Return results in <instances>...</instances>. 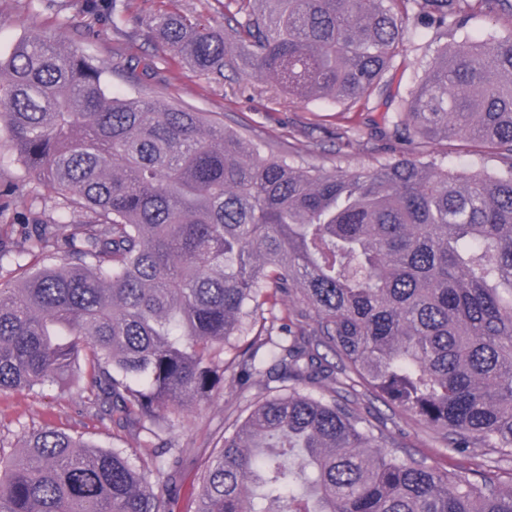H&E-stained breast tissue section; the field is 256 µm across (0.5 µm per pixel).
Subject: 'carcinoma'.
<instances>
[{
    "label": "carcinoma",
    "instance_id": "cac0c4a2",
    "mask_svg": "<svg viewBox=\"0 0 512 512\" xmlns=\"http://www.w3.org/2000/svg\"><path fill=\"white\" fill-rule=\"evenodd\" d=\"M84 2L126 32L128 0ZM477 16L512 20V0H227L222 28L160 12L135 29L212 82L240 71L349 105L387 94L408 26L440 41ZM0 129L60 211L0 228V393L88 379L100 416L150 449L137 465L29 431L0 453V512H170L151 478L186 449L166 435L227 370L253 394L196 512H512V33L443 43L371 128L421 154L463 139L496 155L491 172L300 168L201 112L109 90L48 35L0 58ZM361 395L469 466L388 449Z\"/></svg>",
    "mask_w": 512,
    "mask_h": 512
}]
</instances>
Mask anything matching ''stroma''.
Here are the masks:
<instances>
[{
  "label": "stroma",
  "instance_id": "stroma-1",
  "mask_svg": "<svg viewBox=\"0 0 512 512\" xmlns=\"http://www.w3.org/2000/svg\"><path fill=\"white\" fill-rule=\"evenodd\" d=\"M160 10L193 13L215 27L224 24L220 0L129 3V14L134 18H145ZM46 34L53 35L61 47L77 49L103 64L111 87L166 106L208 113L275 151L288 152L290 160L299 166L345 173L370 170L405 153V145L394 140L372 137L360 145L347 142L342 133L363 128L367 119L399 111L440 47L433 35L408 27L404 52L396 58L390 73V99L373 96L348 109L325 99L292 100L245 76H232L221 84L209 82L165 48L140 39L116 38L107 27L89 29L78 0H0L1 56L8 55L22 39ZM135 58L154 60V72L126 73L128 61ZM430 151L439 163L459 172L491 171L498 165L494 154L476 151L460 141H443L431 145ZM20 182L26 183L28 193L20 201L0 200V224L14 223L17 213L24 209L48 220L58 217L53 197L37 183L27 182L13 145L2 136L0 186ZM247 399L238 378L228 371L210 399L197 403L191 413L180 418L170 440L175 447L186 449V459L174 482L154 486L156 492L168 495L171 512H195L198 479L224 437V417L229 411L244 409ZM46 425L104 448L124 449L135 461L146 456L134 435L101 419L96 409L77 395L55 387L46 388L39 395L26 390L0 393V445L6 451H17L24 432ZM392 438L403 452L425 459L430 465L454 469L462 462L461 456L432 433L407 426L393 431Z\"/></svg>",
  "mask_w": 512,
  "mask_h": 512
}]
</instances>
